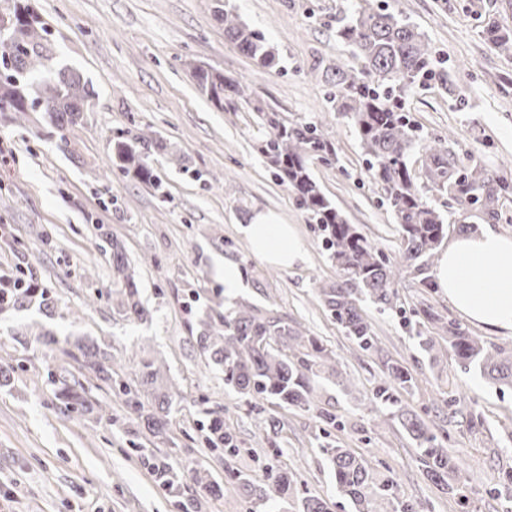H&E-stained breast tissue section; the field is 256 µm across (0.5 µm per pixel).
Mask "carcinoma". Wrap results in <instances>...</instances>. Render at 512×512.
<instances>
[{"label": "carcinoma", "instance_id": "cac0c4a2", "mask_svg": "<svg viewBox=\"0 0 512 512\" xmlns=\"http://www.w3.org/2000/svg\"><path fill=\"white\" fill-rule=\"evenodd\" d=\"M215 18L224 23V36L263 68L280 62L276 48L265 36L239 20L231 0L215 7ZM41 20L28 0H17L12 12L0 15V113L43 112L59 130L82 119L95 92L89 81L66 67L52 70L45 65ZM482 34L499 53L512 55V29L495 19L484 21ZM336 40L348 47L359 67L341 62L331 79L336 93L331 101L354 128L366 156L367 171L379 183L385 202L399 226L401 248L395 261L386 258L340 210L323 194L312 176L309 164L336 159L331 133L313 122H288L276 110L255 106L265 136L257 150L267 160L274 177L294 194L297 204L318 225L322 245L336 263L339 279L317 289L324 305L355 344L363 351L380 350L378 336L364 316L359 303L369 300L379 308L393 309L400 302L397 276L400 270H423L448 233L445 217L431 205L427 193L446 195L455 203L474 210L483 218L496 220L495 208L509 183L477 166L464 165L448 146L449 137H422L400 102L402 93L422 80L448 79L436 69L435 53L423 34L400 14L374 0H359L350 18L336 30ZM191 77L199 91L218 110L224 99L243 92L239 81L204 67L192 69ZM168 144L162 137L143 132L121 135L112 141V166L137 181L159 187L150 163L151 156L164 153ZM420 151L424 180L416 183L409 158ZM99 235L112 245V268L124 285L112 293V306L128 321H141L148 309L140 298L122 244L103 224ZM37 300L45 309L54 307V296L47 288L11 289L0 297V311L20 308ZM440 318L430 308L412 310L404 327L420 349L436 364L444 357L434 336ZM197 343L203 355L224 367V383L245 400L262 398L278 406L314 411L327 425L336 424V415L319 406L314 379L320 375L340 386L349 379L339 370L336 352L305 335L278 316H270L241 305L230 312H216L200 321ZM73 358H82L83 367L106 382L122 398L129 413L137 416L156 438L168 440L172 402L178 396L167 377L163 361L128 358L133 378L124 377L107 352L97 345L74 344ZM448 348L464 368L476 367L495 386L512 387V353L485 344L457 326L448 327ZM384 379L373 390L372 405L377 411H390L416 444L427 474L437 483L457 485L466 475L458 461L448 455L427 422L402 405L400 392L416 386V378L406 368L389 361L382 364ZM59 386V399L68 411L82 408L86 397L82 384L64 377H51ZM212 453L237 456L241 453L236 436L224 427V419L209 420L205 438ZM320 452L329 461L340 493L348 497L354 512H428L421 501L404 499L396 481L379 476L362 457L346 448L330 444ZM171 453H154L147 463L156 479L174 497L183 496L187 482L194 492L217 495L220 485L209 472L195 467L189 476L175 469ZM261 476L238 473L234 479L251 503L249 512H259L284 498L298 502V512H332V503L312 493L308 486L285 467L281 449L264 454Z\"/></svg>", "mask_w": 512, "mask_h": 512}]
</instances>
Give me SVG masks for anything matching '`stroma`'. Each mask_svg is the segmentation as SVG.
Returning <instances> with one entry per match:
<instances>
[{"instance_id":"35a3bbf8","label":"stroma","mask_w":512,"mask_h":512,"mask_svg":"<svg viewBox=\"0 0 512 512\" xmlns=\"http://www.w3.org/2000/svg\"><path fill=\"white\" fill-rule=\"evenodd\" d=\"M241 19L280 53L265 69L224 37L214 17L216 0H32L47 28L43 44L53 68H72L88 79L95 97L77 124L58 130L41 112L0 116V142L10 146L0 162V276L24 275L54 295L53 310L0 312V512H180L176 498L141 463L139 449L160 447L109 386L69 352L76 338L105 345L115 361L131 354L164 360L180 395L170 415L171 462L176 469L204 465L222 494L200 499L198 512H246L228 470L258 475L253 451H266L263 428L280 422L282 460L316 495L352 512L339 496L329 463L319 451L331 443L392 475L401 495L427 502L432 512H512V500L492 489L512 472V389L490 387L465 370L454 354L431 364L401 326L399 315L368 302L364 314L380 338L379 352H364L345 336L316 294L338 270L293 194L272 174L254 144L260 135L256 106L290 121L331 131L337 158L311 170L322 192L347 221L385 257H395L399 233L382 205L384 192L366 171L360 141L332 106L328 75L351 55L336 39L341 19L358 0H234ZM430 43L452 89L431 81L406 95L422 136L450 135L465 164L512 183V56L485 42L482 22L512 27V0H386ZM224 73L242 83L245 96L215 109L196 88L193 67ZM155 132L171 147L152 156L160 182L153 188L122 175L111 163L121 133ZM67 137L68 150L58 147ZM449 214V236L474 223L512 236V193L501 197L495 221L471 219L448 198L431 196ZM272 210L296 225L307 243L306 265L284 270L253 255L237 227L254 212ZM106 224L125 247L130 270L150 310L131 323L112 308L121 281L112 270V247L97 236ZM235 261L244 291L224 294L222 266ZM432 270H403L398 281L408 309L431 308L444 321L512 350V335L466 320L439 288ZM247 304L288 319L319 338L340 358L349 388L320 378L319 405L338 426L317 415L267 402L248 404L226 386L224 372L200 352L194 311L232 310ZM55 337L44 345L42 334ZM413 372L417 386L402 403L422 414L465 469L457 492L427 475L415 446L388 414L373 411V389L383 361ZM79 378L87 405L64 413L51 375ZM241 442L239 456L207 454L210 412Z\"/></svg>"}]
</instances>
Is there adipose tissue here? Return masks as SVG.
Listing matches in <instances>:
<instances>
[{"mask_svg":"<svg viewBox=\"0 0 512 512\" xmlns=\"http://www.w3.org/2000/svg\"><path fill=\"white\" fill-rule=\"evenodd\" d=\"M240 233L251 252L268 264L294 269L308 261L296 225L271 211L255 212ZM441 292L469 321L512 334V237L487 230L450 240L436 259Z\"/></svg>","mask_w":512,"mask_h":512,"instance_id":"1","label":"adipose tissue"}]
</instances>
